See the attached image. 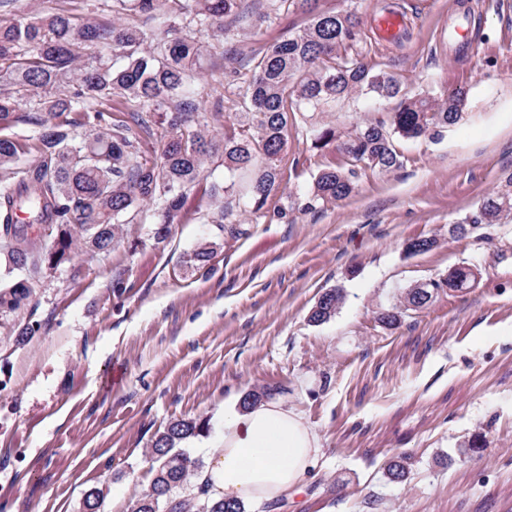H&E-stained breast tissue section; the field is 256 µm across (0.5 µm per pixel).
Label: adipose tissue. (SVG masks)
I'll list each match as a JSON object with an SVG mask.
<instances>
[{
	"label": "adipose tissue",
	"mask_w": 512,
	"mask_h": 512,
	"mask_svg": "<svg viewBox=\"0 0 512 512\" xmlns=\"http://www.w3.org/2000/svg\"><path fill=\"white\" fill-rule=\"evenodd\" d=\"M319 451V435L305 415L273 397L226 418L198 481L228 501L271 502L298 491Z\"/></svg>",
	"instance_id": "1"
}]
</instances>
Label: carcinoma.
<instances>
[{
  "instance_id": "cac0c4a2",
  "label": "carcinoma",
  "mask_w": 512,
  "mask_h": 512,
  "mask_svg": "<svg viewBox=\"0 0 512 512\" xmlns=\"http://www.w3.org/2000/svg\"><path fill=\"white\" fill-rule=\"evenodd\" d=\"M285 3L308 18L304 27L252 53L239 111L224 116V101L208 107L196 90L205 45L191 33L224 38V19L238 0H102L93 8L112 14V22L43 8L22 15L15 0H0V117L38 128L31 139L0 137V255L6 275L25 271L0 289V310L25 304L30 277L57 269L78 253L100 254L127 233L141 209L153 207L161 243L178 222L196 188L211 204L237 194L257 213L281 189L278 161L288 148V125L310 124V148L336 146L344 164L326 165L313 175L310 205L332 203L356 190L355 168L390 174L404 166L400 140L435 137L465 115L468 90L440 96H407L387 73H373L350 53L360 19L350 10L319 9L320 0H270ZM35 104L23 109L27 95ZM368 95L378 101L401 98L389 122L352 128L319 122L317 115L337 104ZM130 107L128 117L105 122L112 104ZM159 144L158 156L145 147ZM35 154L37 162L19 166ZM219 157L224 183L208 180V164ZM22 211L28 223L13 216ZM512 219V173L486 197L476 224ZM220 245L201 244L192 265L208 264ZM478 269L458 264L440 281L399 292L379 314L382 327L396 326L446 288L463 293L475 287ZM345 294L331 288L311 308L309 322L322 324L341 308ZM271 390L246 392L247 409ZM208 429L202 417L170 421L157 431L143 461L149 489L133 512H247L244 503L209 495L194 480L203 461L180 448ZM410 457L397 455L387 465L391 481L405 480ZM103 489H88L81 512H100Z\"/></svg>"
}]
</instances>
